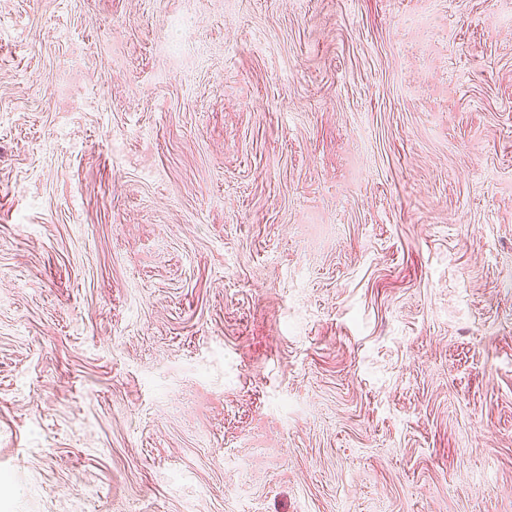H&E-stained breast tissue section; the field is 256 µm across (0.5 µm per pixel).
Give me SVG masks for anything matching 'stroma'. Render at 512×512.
<instances>
[{
    "label": "stroma",
    "instance_id": "35a3bbf8",
    "mask_svg": "<svg viewBox=\"0 0 512 512\" xmlns=\"http://www.w3.org/2000/svg\"><path fill=\"white\" fill-rule=\"evenodd\" d=\"M0 512H512V0H0Z\"/></svg>",
    "mask_w": 512,
    "mask_h": 512
}]
</instances>
